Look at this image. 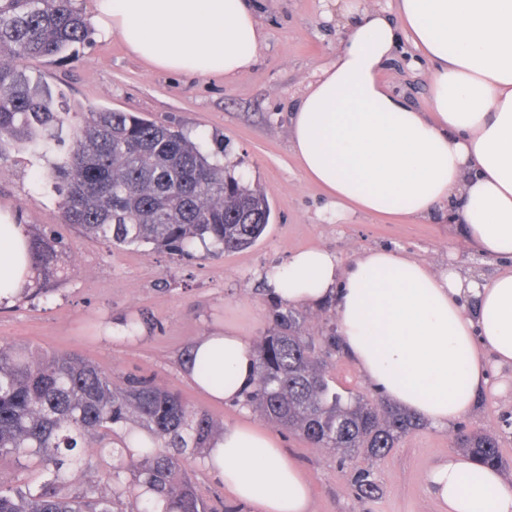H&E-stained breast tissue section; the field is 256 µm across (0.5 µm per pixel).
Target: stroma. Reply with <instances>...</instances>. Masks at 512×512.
Here are the masks:
<instances>
[{"label": "stroma", "mask_w": 512, "mask_h": 512, "mask_svg": "<svg viewBox=\"0 0 512 512\" xmlns=\"http://www.w3.org/2000/svg\"><path fill=\"white\" fill-rule=\"evenodd\" d=\"M268 40L251 71L233 80L168 74L128 53L117 38L92 35L60 63L31 59L27 71L64 94L71 111L107 108L135 112L183 129L224 162L235 177L260 186L271 205L270 222L251 248L214 258L204 249L181 257L165 251L112 248L63 224L59 197L46 163L28 154L0 164V208L22 224H51L69 247L74 269L55 291L0 308V343L44 350H76L112 372L145 376L181 393L224 424L250 421L281 437L312 488L313 512H439L421 480L455 452L459 427L495 432L512 484V368L488 366V386L470 411L447 427L426 425L403 438L385 457L341 463L329 448H314L296 434L241 405L216 404L186 376L192 342L237 322L257 346L270 320L272 299L261 275L296 250L325 248L341 264L359 252L388 248L432 267L450 264L495 274L496 260L482 257L442 216L406 224L376 215L330 214L323 190L304 180L288 149V114L306 84L330 63L345 36L332 17L331 0H253ZM430 63L405 48L385 78L394 93L426 110ZM141 327L132 336L110 335L123 320ZM337 390L367 397L379 391L344 354L329 360ZM371 466L379 491L362 498L352 482L355 468Z\"/></svg>", "instance_id": "35a3bbf8"}]
</instances>
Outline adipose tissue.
<instances>
[{
    "instance_id": "ef3b65f1",
    "label": "adipose tissue",
    "mask_w": 512,
    "mask_h": 512,
    "mask_svg": "<svg viewBox=\"0 0 512 512\" xmlns=\"http://www.w3.org/2000/svg\"><path fill=\"white\" fill-rule=\"evenodd\" d=\"M335 7L346 36L288 118L305 180L336 212L405 221L441 212L476 252L508 266L486 279L379 248L343 267L309 248L266 279L291 305L333 301L341 347L361 373L447 425L486 386V354L512 366V0H396L391 15L364 0ZM92 20L151 68L193 76H242L267 41L248 0H95ZM405 41L433 65L424 112L383 79ZM32 274L29 237L0 209V304ZM190 358L188 376L212 401L238 400L252 381L254 354L234 324L197 339ZM207 467L256 512L311 510L303 472L256 425L226 426ZM430 480L446 512H512V485L470 456L449 455Z\"/></svg>"
}]
</instances>
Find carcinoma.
Listing matches in <instances>:
<instances>
[{"mask_svg":"<svg viewBox=\"0 0 512 512\" xmlns=\"http://www.w3.org/2000/svg\"><path fill=\"white\" fill-rule=\"evenodd\" d=\"M78 0H0V162L26 152L47 162L63 223L114 247L218 256L252 247L270 219L265 192L231 174L181 129L132 112L90 109L66 121L58 98L24 62H58L90 39ZM39 295L64 278L66 243L50 224H28ZM341 346L336 331L305 333L300 316L272 305L255 351V375L241 404L315 448L373 460L388 454L422 419L382 400L339 392L326 375ZM224 423L153 380L121 376L75 352L0 344V459L39 470L40 480L0 484V512H113L129 497L137 512H216L183 460L205 463ZM456 445L476 461L503 465L495 433L464 428ZM110 460L111 495L80 476L89 449ZM357 491H376L358 468Z\"/></svg>","mask_w":512,"mask_h":512,"instance_id":"1","label":"carcinoma"}]
</instances>
